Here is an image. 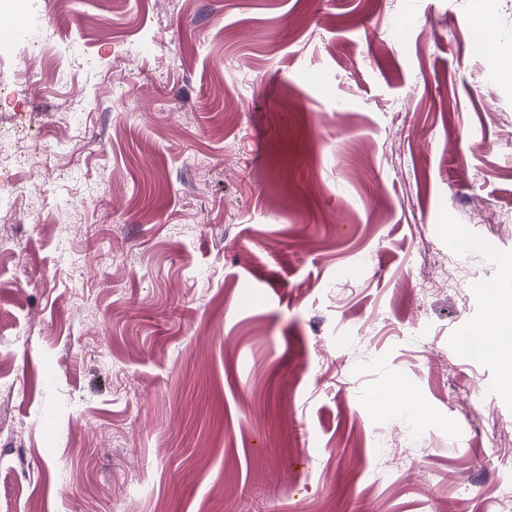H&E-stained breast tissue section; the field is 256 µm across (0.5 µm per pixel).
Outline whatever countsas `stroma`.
<instances>
[{
	"instance_id": "obj_1",
	"label": "stroma",
	"mask_w": 512,
	"mask_h": 512,
	"mask_svg": "<svg viewBox=\"0 0 512 512\" xmlns=\"http://www.w3.org/2000/svg\"><path fill=\"white\" fill-rule=\"evenodd\" d=\"M17 12L0 154L60 150L0 170V512H512L502 367L459 347L512 297L475 0Z\"/></svg>"
}]
</instances>
